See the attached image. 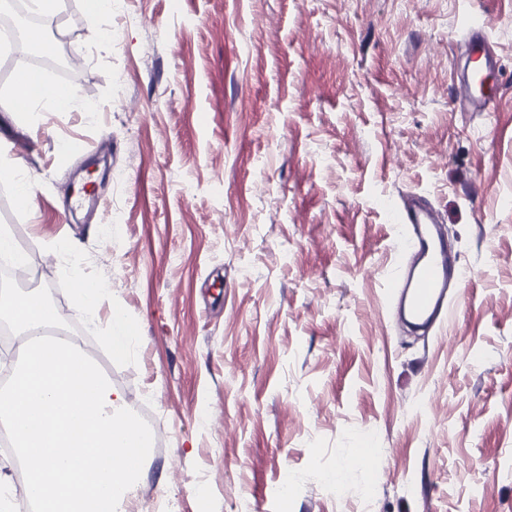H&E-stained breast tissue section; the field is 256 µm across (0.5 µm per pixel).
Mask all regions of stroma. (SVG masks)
<instances>
[{
    "instance_id": "obj_1",
    "label": "stroma",
    "mask_w": 512,
    "mask_h": 512,
    "mask_svg": "<svg viewBox=\"0 0 512 512\" xmlns=\"http://www.w3.org/2000/svg\"><path fill=\"white\" fill-rule=\"evenodd\" d=\"M56 20L78 67L35 72L82 105L6 111L0 50V147L27 141L36 181L0 222L152 429L128 512H512V0H62ZM475 23L501 106L464 114ZM412 193L470 273L434 335L385 286L387 207Z\"/></svg>"
}]
</instances>
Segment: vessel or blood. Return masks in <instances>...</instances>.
<instances>
[{"mask_svg": "<svg viewBox=\"0 0 512 512\" xmlns=\"http://www.w3.org/2000/svg\"><path fill=\"white\" fill-rule=\"evenodd\" d=\"M464 53L469 67L453 83L454 101L463 112L495 111L500 93L498 58L485 29L469 30ZM394 221L402 236L388 296L397 304L403 323L416 329L438 326L456 308L450 291L462 285L467 272L429 201L407 197L396 209Z\"/></svg>", "mask_w": 512, "mask_h": 512, "instance_id": "b4317fda", "label": "vessel or blood"}]
</instances>
